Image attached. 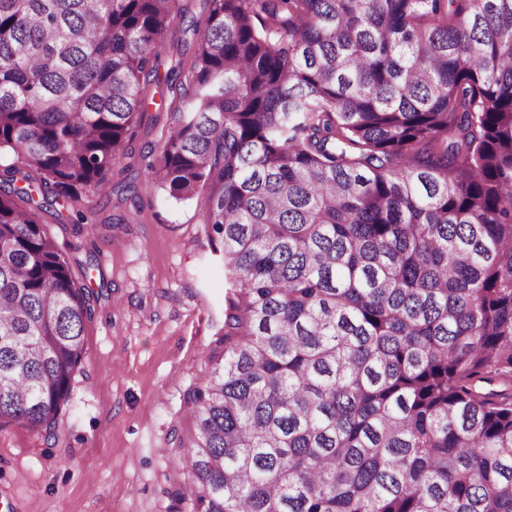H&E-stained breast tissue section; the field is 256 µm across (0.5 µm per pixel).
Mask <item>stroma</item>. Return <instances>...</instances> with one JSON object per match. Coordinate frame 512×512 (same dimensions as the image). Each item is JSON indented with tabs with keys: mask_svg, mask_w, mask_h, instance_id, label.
Returning a JSON list of instances; mask_svg holds the SVG:
<instances>
[{
	"mask_svg": "<svg viewBox=\"0 0 512 512\" xmlns=\"http://www.w3.org/2000/svg\"><path fill=\"white\" fill-rule=\"evenodd\" d=\"M182 7L142 88L148 108L105 176L110 194L82 189L36 212L95 309L56 439L0 430V495L37 512H168L166 491L185 472L175 439L194 428L185 391L224 353V258L202 224L204 199L147 186L142 162L159 155L180 106L168 70L191 61L204 30L206 0Z\"/></svg>",
	"mask_w": 512,
	"mask_h": 512,
	"instance_id": "stroma-1",
	"label": "stroma"
}]
</instances>
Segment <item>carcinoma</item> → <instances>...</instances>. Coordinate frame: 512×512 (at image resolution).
<instances>
[{"mask_svg":"<svg viewBox=\"0 0 512 512\" xmlns=\"http://www.w3.org/2000/svg\"><path fill=\"white\" fill-rule=\"evenodd\" d=\"M180 2L0 0V426L56 438L93 314L15 182L105 187ZM208 2L146 164L224 257L171 512H512V0Z\"/></svg>","mask_w":512,"mask_h":512,"instance_id":"cac0c4a2","label":"carcinoma"}]
</instances>
